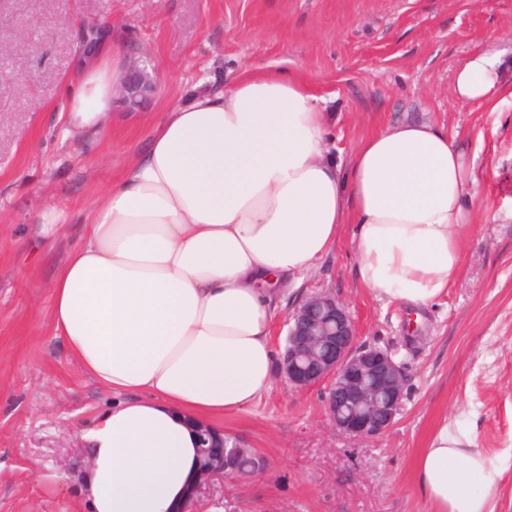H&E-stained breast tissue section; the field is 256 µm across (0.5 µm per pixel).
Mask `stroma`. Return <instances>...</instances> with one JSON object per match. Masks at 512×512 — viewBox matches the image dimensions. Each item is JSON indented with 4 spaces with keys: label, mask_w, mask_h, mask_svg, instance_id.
<instances>
[{
    "label": "stroma",
    "mask_w": 512,
    "mask_h": 512,
    "mask_svg": "<svg viewBox=\"0 0 512 512\" xmlns=\"http://www.w3.org/2000/svg\"><path fill=\"white\" fill-rule=\"evenodd\" d=\"M81 22L121 31L161 69L153 102L116 110L93 145L59 134ZM18 44L25 52L14 53ZM476 51L497 55L512 84V0H0V512H88L79 431L112 396L54 336L52 279L81 243L91 202L165 112L199 83L225 88L257 66L287 70L325 98L329 148L343 163L385 124L446 128L477 179L475 222L454 284L428 307L363 288L347 228L301 288L280 292L275 348L302 300L329 294L348 308L359 343L403 364V411L380 438L353 440L331 428L323 388L296 391L275 378L224 419L265 469L212 483L189 512H428L414 460L442 416L461 414L504 461L494 501L512 512V97L493 108L456 99L454 75ZM48 209L64 222L46 247L33 230Z\"/></svg>",
    "instance_id": "1"
}]
</instances>
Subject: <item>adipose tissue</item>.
Instances as JSON below:
<instances>
[{"mask_svg": "<svg viewBox=\"0 0 512 512\" xmlns=\"http://www.w3.org/2000/svg\"><path fill=\"white\" fill-rule=\"evenodd\" d=\"M126 59L110 38L65 81L64 133L97 140ZM496 63L471 54L456 98L511 96ZM330 119L302 80L250 71L166 112L93 201L49 293L54 336L112 396L82 431L91 512H184L199 482L195 423L220 427L271 389L277 296L302 285L343 225L375 296L420 307L447 294L473 222L461 150L431 123L400 122L341 164ZM504 474L467 417L441 418L413 470L430 512H494Z\"/></svg>", "mask_w": 512, "mask_h": 512, "instance_id": "ef3b65f1", "label": "adipose tissue"}]
</instances>
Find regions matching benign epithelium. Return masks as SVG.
I'll return each mask as SVG.
<instances>
[{
  "mask_svg": "<svg viewBox=\"0 0 512 512\" xmlns=\"http://www.w3.org/2000/svg\"><path fill=\"white\" fill-rule=\"evenodd\" d=\"M81 25L73 42L78 54L93 55L101 41L86 36ZM160 88V69L151 54L136 48L125 76L116 89L117 102L128 112L150 103ZM288 334L279 355L280 374L295 390L326 384L325 408L331 427L356 440L384 435L403 409L405 374L392 353L357 343V331L346 306L336 298L316 293L288 318ZM200 486L230 475L224 469L226 443L208 425H196Z\"/></svg>",
  "mask_w": 512,
  "mask_h": 512,
  "instance_id": "obj_1",
  "label": "benign epithelium"
}]
</instances>
